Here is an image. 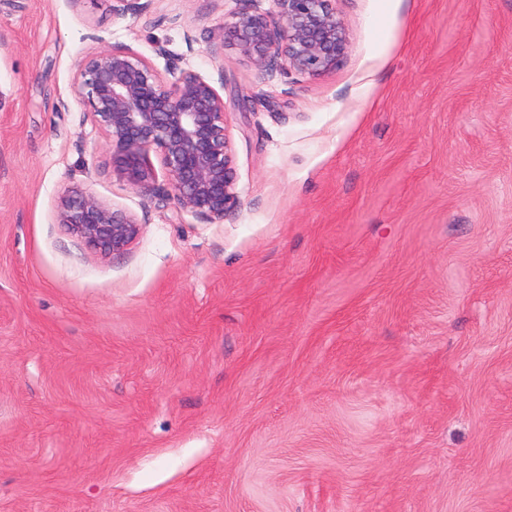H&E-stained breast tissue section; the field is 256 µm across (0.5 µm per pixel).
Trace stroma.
<instances>
[{"mask_svg":"<svg viewBox=\"0 0 512 512\" xmlns=\"http://www.w3.org/2000/svg\"><path fill=\"white\" fill-rule=\"evenodd\" d=\"M331 6L336 67L269 78L239 0H0V512H512V0ZM105 47L223 96V222L113 175ZM58 204L59 224L103 258L121 254L138 238L141 225L124 209L101 201L90 190H76Z\"/></svg>","mask_w":512,"mask_h":512,"instance_id":"stroma-1","label":"stroma"}]
</instances>
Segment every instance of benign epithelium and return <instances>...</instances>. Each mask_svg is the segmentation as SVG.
I'll return each mask as SVG.
<instances>
[{"label": "benign epithelium", "mask_w": 512, "mask_h": 512, "mask_svg": "<svg viewBox=\"0 0 512 512\" xmlns=\"http://www.w3.org/2000/svg\"><path fill=\"white\" fill-rule=\"evenodd\" d=\"M153 0H112V14L146 15ZM224 42L251 58L265 76H320L348 48V35L331 0H242ZM174 82L136 52L103 49L86 58L77 74L78 93L107 138L112 172L139 193L171 197L179 209L210 223L234 207L231 141L225 103L213 82L170 64ZM159 156L168 184H158L150 155ZM59 223L103 258L121 254L138 238L141 224L90 190H76L58 204Z\"/></svg>", "instance_id": "obj_1"}]
</instances>
